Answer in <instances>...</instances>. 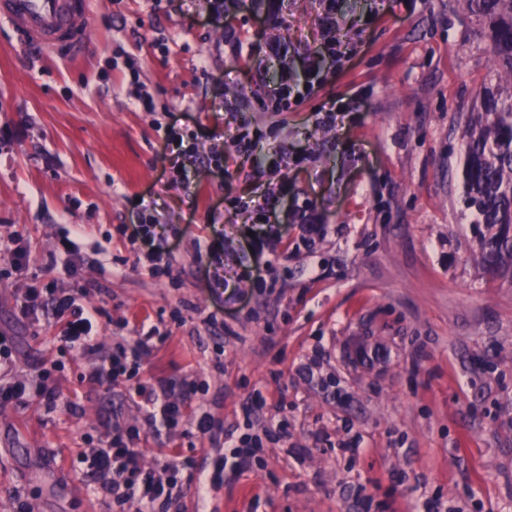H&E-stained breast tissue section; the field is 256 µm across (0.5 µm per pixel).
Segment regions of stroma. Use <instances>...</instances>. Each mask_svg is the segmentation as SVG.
Instances as JSON below:
<instances>
[{"label": "stroma", "mask_w": 512, "mask_h": 512, "mask_svg": "<svg viewBox=\"0 0 512 512\" xmlns=\"http://www.w3.org/2000/svg\"><path fill=\"white\" fill-rule=\"evenodd\" d=\"M223 2L90 0L79 59L0 23V384L31 389L0 406V512H113L85 456L116 417L156 475L190 459L180 512H512V282L476 262L463 204L466 115L499 83L488 23L464 0H336L343 54L310 76L327 0ZM272 69L303 97L277 102ZM171 131L198 153L184 184ZM151 201L173 260L155 276ZM30 286L97 310L95 354L20 315ZM151 329L138 379L195 386L170 431L141 427L130 381L81 380ZM201 409L226 444L259 439L245 464L220 467Z\"/></svg>", "instance_id": "1"}]
</instances>
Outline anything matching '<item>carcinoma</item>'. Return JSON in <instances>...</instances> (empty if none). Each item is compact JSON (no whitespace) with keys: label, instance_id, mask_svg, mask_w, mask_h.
I'll return each mask as SVG.
<instances>
[{"label":"carcinoma","instance_id":"1","mask_svg":"<svg viewBox=\"0 0 512 512\" xmlns=\"http://www.w3.org/2000/svg\"><path fill=\"white\" fill-rule=\"evenodd\" d=\"M469 8L489 19L493 53L502 58L512 79V0H467ZM483 111L471 119L464 161V205L479 216L484 230L476 254L492 276L512 275V103L491 89L482 96Z\"/></svg>","mask_w":512,"mask_h":512}]
</instances>
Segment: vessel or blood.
<instances>
[{"label": "vessel or blood", "mask_w": 512, "mask_h": 512, "mask_svg": "<svg viewBox=\"0 0 512 512\" xmlns=\"http://www.w3.org/2000/svg\"><path fill=\"white\" fill-rule=\"evenodd\" d=\"M15 43L48 56L78 57L89 38V0H0Z\"/></svg>", "instance_id": "vessel-or-blood-1"}]
</instances>
